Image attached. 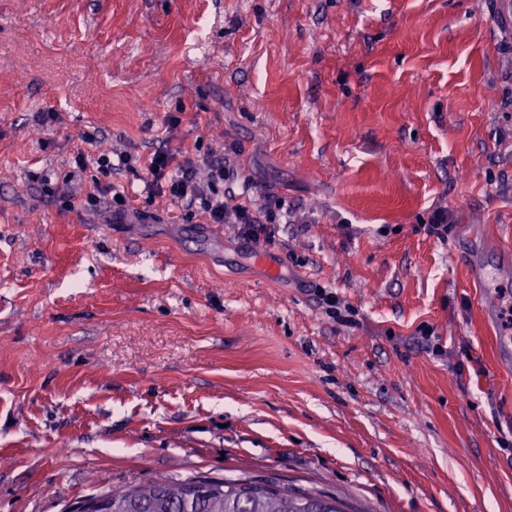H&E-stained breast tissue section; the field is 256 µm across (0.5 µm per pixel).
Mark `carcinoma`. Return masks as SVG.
<instances>
[{
  "mask_svg": "<svg viewBox=\"0 0 512 512\" xmlns=\"http://www.w3.org/2000/svg\"><path fill=\"white\" fill-rule=\"evenodd\" d=\"M160 476L104 490L109 512H345L336 498L263 479Z\"/></svg>",
  "mask_w": 512,
  "mask_h": 512,
  "instance_id": "obj_1",
  "label": "carcinoma"
}]
</instances>
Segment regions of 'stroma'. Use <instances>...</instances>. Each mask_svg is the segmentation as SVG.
Returning <instances> with one entry per match:
<instances>
[{"instance_id": "35a3bbf8", "label": "stroma", "mask_w": 512, "mask_h": 512, "mask_svg": "<svg viewBox=\"0 0 512 512\" xmlns=\"http://www.w3.org/2000/svg\"><path fill=\"white\" fill-rule=\"evenodd\" d=\"M164 142L237 148L231 196L287 223L256 245L184 220L139 168L86 170L121 224L47 189L77 152ZM473 264L512 290V35L487 0H0V512L190 473L512 512V366ZM95 189L97 194L90 193L87 195L89 204L96 202L97 198H99L98 195L105 196L112 194V222L121 224L129 210V200L125 193L117 190L114 186H112V184L102 185L101 183H95ZM449 224H452V216L448 208L438 206L432 210L428 224H425L424 229L428 235L439 240H445L448 239Z\"/></svg>"}]
</instances>
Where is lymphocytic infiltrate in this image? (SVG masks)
<instances>
[{"label": "lymphocytic infiltrate", "mask_w": 512, "mask_h": 512, "mask_svg": "<svg viewBox=\"0 0 512 512\" xmlns=\"http://www.w3.org/2000/svg\"><path fill=\"white\" fill-rule=\"evenodd\" d=\"M234 161V156L229 153L217 156L209 152L194 159L179 157L167 148H158L145 157L124 154L116 161L103 153L96 163L105 173L117 164L127 168L142 167L149 192L168 194L185 207L188 215L203 213L209 223L237 225L238 234L245 241L269 242L272 225L282 219L280 211L249 199L233 206L224 200V183Z\"/></svg>", "instance_id": "lymphocytic-infiltrate-1"}]
</instances>
